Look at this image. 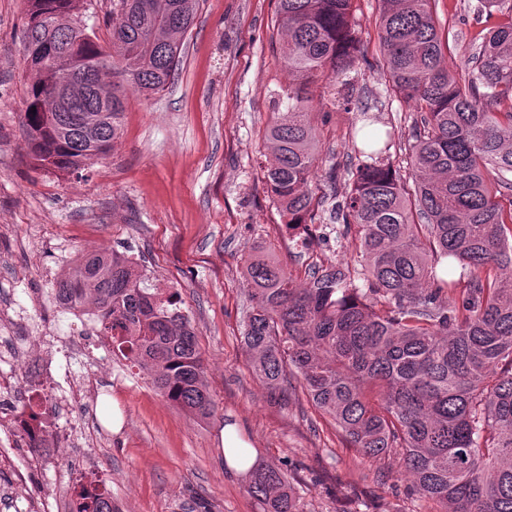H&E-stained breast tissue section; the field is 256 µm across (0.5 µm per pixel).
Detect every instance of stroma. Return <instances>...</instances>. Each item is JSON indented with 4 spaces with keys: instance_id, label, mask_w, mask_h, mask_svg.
Here are the masks:
<instances>
[{
    "instance_id": "35a3bbf8",
    "label": "stroma",
    "mask_w": 512,
    "mask_h": 512,
    "mask_svg": "<svg viewBox=\"0 0 512 512\" xmlns=\"http://www.w3.org/2000/svg\"><path fill=\"white\" fill-rule=\"evenodd\" d=\"M365 61L346 75L348 105L333 103L324 83L306 90L317 125L315 193L336 176L337 194L361 161L356 144L369 113L391 134L385 155L409 177L408 142L415 111L389 88L379 52L380 0H356ZM438 32L448 66L459 72L483 28L505 21L512 0L485 11L481 0H436ZM25 0H0V300L26 311L16 335L27 337L22 367L10 376L38 384L42 407L55 411L50 368L65 370L80 344L66 338L44 349L37 326H58L64 314L50 293L51 271L73 266L83 252L115 249L144 262L151 283L178 292L207 365L215 412L196 419L167 401L149 376L97 336L87 354L97 376L95 400L77 410L94 430L86 447L60 442L44 469L18 481L0 469V512H28L34 495L70 512L75 486L96 460L112 476L118 512H259L248 480L220 455L219 430L236 423L257 464L287 470L302 512H438L408 491L405 477L387 479L383 459H359L300 388L270 399L241 342L245 257L262 251L295 279L309 268L355 264L351 237L333 227L295 245L267 192L261 167L266 131L292 77L281 53L277 0H200L174 81L145 96L130 82L111 153L74 175L33 169L20 121L31 74L23 64ZM117 401L124 427L100 420L105 398Z\"/></svg>"
}]
</instances>
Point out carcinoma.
<instances>
[{
	"label": "carcinoma",
	"mask_w": 512,
	"mask_h": 512,
	"mask_svg": "<svg viewBox=\"0 0 512 512\" xmlns=\"http://www.w3.org/2000/svg\"><path fill=\"white\" fill-rule=\"evenodd\" d=\"M23 61L33 74L22 132L36 167L77 173L112 147L125 111L120 82L165 90L200 0H117L108 48L86 31L79 0H26ZM434 0H381L382 64L416 112L412 183L377 158L351 172L330 219L355 233L360 288L345 269L314 267L298 284L251 254L241 339L270 396L296 381L349 447L388 458L416 495L444 512H512V18L490 28L462 72L448 69ZM283 58L299 85L267 129L268 192L289 229L315 224L318 139L307 86L345 75L355 55L354 0H278ZM76 55L92 86L72 111L54 93L52 51ZM112 95L87 137L76 117ZM508 201V205L501 201ZM59 290L93 305L103 334L167 400L207 419L215 403L202 351L176 293L153 288L117 250L84 255ZM262 512H300L283 470L257 467ZM71 512H112L95 491Z\"/></svg>",
	"instance_id": "carcinoma-1"
}]
</instances>
